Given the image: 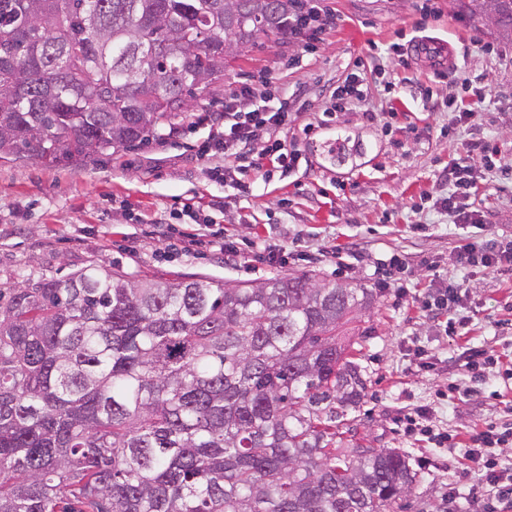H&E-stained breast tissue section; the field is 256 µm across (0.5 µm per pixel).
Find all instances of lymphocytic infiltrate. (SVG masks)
I'll return each instance as SVG.
<instances>
[{"label":"lymphocytic infiltrate","instance_id":"obj_1","mask_svg":"<svg viewBox=\"0 0 512 512\" xmlns=\"http://www.w3.org/2000/svg\"><path fill=\"white\" fill-rule=\"evenodd\" d=\"M254 95V87H239L225 99L224 110L216 119L220 130L211 139L209 149L224 156L223 168L215 172L218 179H233L241 157L240 148L248 143H259V158L268 160L283 173L290 171L299 159L297 148L287 144L291 112L283 106L274 111L262 105L243 109L242 101ZM474 182L472 165L457 162L449 166L448 193L438 200L437 206L448 212L455 223L479 226L485 222L483 214L468 205ZM455 263L463 269L476 268L489 274L510 272L512 236L502 234L469 243L458 252ZM423 307L435 318L444 319L445 335L467 336L468 318L462 313L461 289L454 280L445 279L429 289ZM459 358L470 371L472 384L489 386L491 398L501 399V391L493 387L495 378L512 379V364L504 355L467 344ZM433 412L430 406L417 409L407 420V430L427 437L435 447L461 451L465 464L456 475L455 487L448 493V512H512V464L504 463L499 454L500 449L512 447V419L486 424L461 437L435 428ZM464 488L469 491L465 499L460 496Z\"/></svg>","mask_w":512,"mask_h":512}]
</instances>
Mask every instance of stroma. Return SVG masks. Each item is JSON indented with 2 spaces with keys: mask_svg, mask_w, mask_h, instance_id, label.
Segmentation results:
<instances>
[{
  "mask_svg": "<svg viewBox=\"0 0 512 512\" xmlns=\"http://www.w3.org/2000/svg\"><path fill=\"white\" fill-rule=\"evenodd\" d=\"M423 1L322 0L334 22L320 39L267 41L245 53L230 62L220 86L190 100L187 112L136 148L56 167L0 158V289L24 285L32 273L65 278L89 266L226 286L312 273L322 283L372 289L370 308L347 327L368 377L355 422L372 446L410 456L423 476L410 500L434 512L458 462L406 433L405 416L431 405L438 428L464 433L504 419L507 410L475 396L438 401L449 381L468 383L455 338L420 304L399 302L376 283L394 255L409 264L413 294L455 278L471 344L506 349L512 279L460 269L453 256L481 235L512 232V187L501 182L512 168V39L449 0H427L434 12L424 14ZM426 37L448 42L452 68L437 71L410 56V44ZM357 67L366 73V103L330 111L334 89ZM260 76L269 83L268 109L302 98L289 132L302 157L286 174L253 165L227 184L214 172L222 157L202 152L213 131L197 118ZM459 110L473 112L472 125H456ZM477 143L496 161L469 198L486 217L480 228L453 223L434 206L448 192L442 174L453 160L480 164ZM189 205L223 229L240 258L205 248L189 256L168 251L159 224L188 231ZM283 246L286 262L269 264V252ZM418 346L429 367L415 360Z\"/></svg>",
  "mask_w": 512,
  "mask_h": 512,
  "instance_id": "1",
  "label": "stroma"
}]
</instances>
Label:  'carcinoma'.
<instances>
[{
  "label": "carcinoma",
  "instance_id": "cac0c4a2",
  "mask_svg": "<svg viewBox=\"0 0 512 512\" xmlns=\"http://www.w3.org/2000/svg\"><path fill=\"white\" fill-rule=\"evenodd\" d=\"M456 2L512 37V0ZM296 8L0 0V155L142 142L224 78L227 37L286 36ZM371 299L97 268L0 292V512H406L418 471L351 419L368 379L344 330Z\"/></svg>",
  "mask_w": 512,
  "mask_h": 512
}]
</instances>
